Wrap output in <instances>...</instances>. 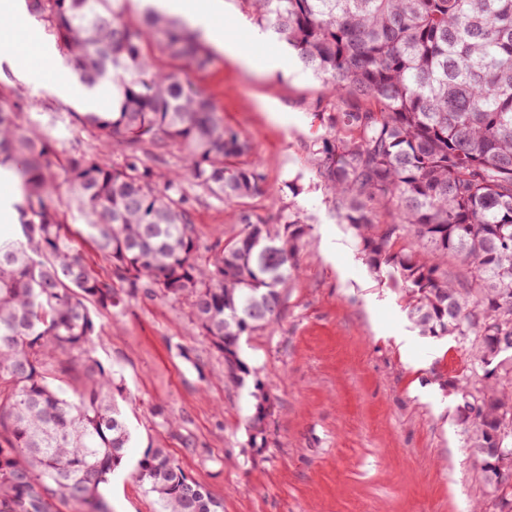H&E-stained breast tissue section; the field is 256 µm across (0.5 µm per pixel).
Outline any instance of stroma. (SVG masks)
I'll return each mask as SVG.
<instances>
[{
  "label": "stroma",
  "instance_id": "stroma-1",
  "mask_svg": "<svg viewBox=\"0 0 512 512\" xmlns=\"http://www.w3.org/2000/svg\"><path fill=\"white\" fill-rule=\"evenodd\" d=\"M214 22L254 65L222 49L205 73H189L251 146L266 192L258 213L299 212L309 226L300 273L284 292L279 319L242 337L245 384L224 379V359L191 319L188 301L143 294L120 310L92 308L93 355L123 385L118 404L133 434L109 483L111 512H157L154 495L130 473L150 447L165 448L194 480L223 501L224 512H498L480 464L465 443L449 378L470 364L454 337L422 335L400 290L372 273L356 239L336 220L311 149L325 133L329 98L287 45L261 36L237 0H223ZM56 41L17 59L0 45V92L18 104L24 126L56 144L53 204L78 228L62 166L94 155L98 141L74 115L111 103L112 88L66 97L73 82ZM184 187L200 247L237 237L238 206ZM410 344H401V337ZM268 396L265 443L250 444L256 385Z\"/></svg>",
  "mask_w": 512,
  "mask_h": 512
}]
</instances>
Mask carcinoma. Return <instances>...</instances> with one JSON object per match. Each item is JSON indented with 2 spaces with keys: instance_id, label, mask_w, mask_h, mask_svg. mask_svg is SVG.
<instances>
[{
  "instance_id": "1",
  "label": "carcinoma",
  "mask_w": 512,
  "mask_h": 512,
  "mask_svg": "<svg viewBox=\"0 0 512 512\" xmlns=\"http://www.w3.org/2000/svg\"><path fill=\"white\" fill-rule=\"evenodd\" d=\"M291 49L331 98L314 143L316 173L371 272L404 293L428 336L470 344L469 373L451 380L482 413L457 410L484 462L485 428L512 423V0H238ZM82 86L112 83V106L76 114L102 149L128 163L75 156L66 175L82 235L110 264L101 277L73 246L49 196L52 141L23 133L0 93V160L22 191L24 240L0 241V512H111L100 493L132 434L114 372L92 354L88 304L122 309L139 293L190 302L224 376L249 374L244 335L274 324L307 233L299 213L240 214L239 236L199 253L182 174L146 158L180 146L195 183L239 204L266 192L250 147L211 100L166 69L214 57L199 35L160 12L126 21L117 0H27ZM464 273L448 277V267ZM121 287H116V284ZM82 357L76 399L54 385ZM252 443L265 439L267 396L255 384ZM160 512H224L161 447L134 472Z\"/></svg>"
}]
</instances>
